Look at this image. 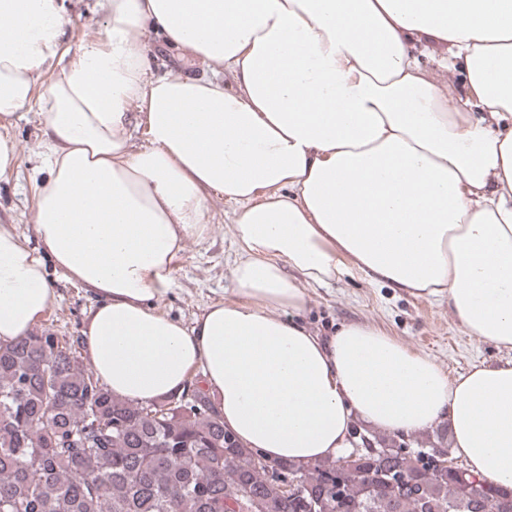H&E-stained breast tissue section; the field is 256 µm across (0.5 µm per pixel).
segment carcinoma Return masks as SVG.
Wrapping results in <instances>:
<instances>
[{"label":"carcinoma","mask_w":512,"mask_h":512,"mask_svg":"<svg viewBox=\"0 0 512 512\" xmlns=\"http://www.w3.org/2000/svg\"><path fill=\"white\" fill-rule=\"evenodd\" d=\"M303 468L287 494L260 454L224 429L200 381L137 402L112 391L82 357L79 336L33 328L0 342V512H512V492L482 483L448 459L396 441ZM408 483L403 494L390 480ZM338 480L339 497L328 483Z\"/></svg>","instance_id":"carcinoma-1"}]
</instances>
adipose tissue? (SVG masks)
Segmentation results:
<instances>
[{
	"instance_id": "1",
	"label": "adipose tissue",
	"mask_w": 512,
	"mask_h": 512,
	"mask_svg": "<svg viewBox=\"0 0 512 512\" xmlns=\"http://www.w3.org/2000/svg\"><path fill=\"white\" fill-rule=\"evenodd\" d=\"M98 6L104 36L73 49L66 0H0V179L13 121L42 123V248L0 226V341L50 307V259L97 299L84 356L116 396L202 373L243 446L299 465L336 459L358 420L444 424L472 473L512 490V360L449 378L379 328L323 338L300 318L306 285L356 272L512 349V0ZM152 30L205 76H155ZM213 196L232 208L231 296L187 326L158 303Z\"/></svg>"
}]
</instances>
